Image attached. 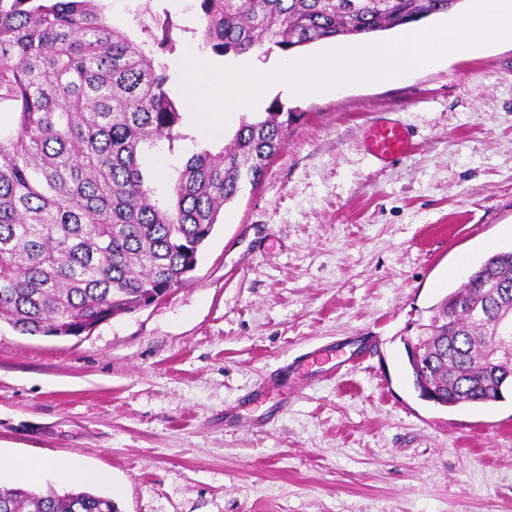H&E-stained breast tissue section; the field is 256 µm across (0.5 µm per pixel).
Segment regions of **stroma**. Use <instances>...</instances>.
Listing matches in <instances>:
<instances>
[{"label": "stroma", "mask_w": 512, "mask_h": 512, "mask_svg": "<svg viewBox=\"0 0 512 512\" xmlns=\"http://www.w3.org/2000/svg\"><path fill=\"white\" fill-rule=\"evenodd\" d=\"M144 5L178 26L180 94L197 13L116 0L114 26L140 38ZM280 101L298 114L285 149L181 286L77 337L0 325V454L107 471L94 490L119 512H512V397L422 400L402 343L512 237V43ZM381 119L411 140L385 164L366 146ZM238 125L202 142L184 118L143 164L219 151Z\"/></svg>", "instance_id": "obj_1"}]
</instances>
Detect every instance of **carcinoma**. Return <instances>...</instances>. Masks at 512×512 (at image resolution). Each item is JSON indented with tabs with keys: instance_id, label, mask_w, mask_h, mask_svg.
<instances>
[{
	"instance_id": "carcinoma-1",
	"label": "carcinoma",
	"mask_w": 512,
	"mask_h": 512,
	"mask_svg": "<svg viewBox=\"0 0 512 512\" xmlns=\"http://www.w3.org/2000/svg\"><path fill=\"white\" fill-rule=\"evenodd\" d=\"M197 48L237 57L284 52L418 23L463 0H194ZM136 41L100 0H0V323L22 335L75 336L150 304L183 282L244 184L256 186L286 146L292 113L273 101L241 118L218 152L166 174L158 195L142 155L182 137V103L160 55L172 52L168 10ZM512 318V251L478 264L419 325L408 360L419 397L437 405L505 400L512 362L487 361L500 318ZM0 512H118L89 490L0 486Z\"/></svg>"
}]
</instances>
